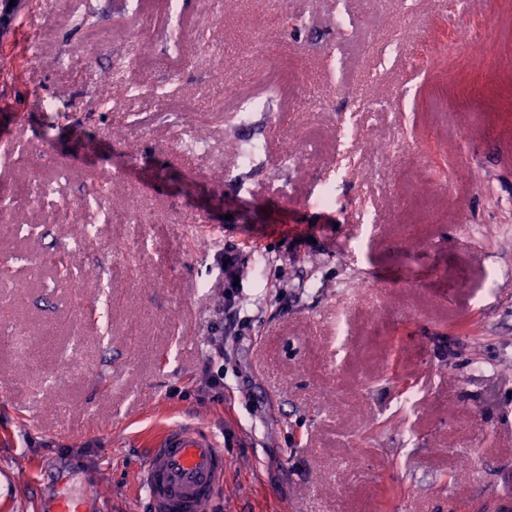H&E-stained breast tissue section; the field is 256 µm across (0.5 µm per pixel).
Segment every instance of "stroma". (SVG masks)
Segmentation results:
<instances>
[{"label":"stroma","mask_w":512,"mask_h":512,"mask_svg":"<svg viewBox=\"0 0 512 512\" xmlns=\"http://www.w3.org/2000/svg\"><path fill=\"white\" fill-rule=\"evenodd\" d=\"M37 7L33 45L20 21L0 37V184L22 200L0 224L40 227L0 236V512L73 492L86 512H148L138 444L177 423L224 444L216 512H487L512 494V0H182L176 18L167 0ZM403 18L437 60L406 49L372 77L364 42L384 45ZM463 21L471 37L448 51ZM258 34L275 61L264 73L244 52ZM119 62L135 89L125 117L102 106ZM336 68L365 104L337 94ZM269 84L272 111L226 126L224 110ZM352 114L372 150L323 208L313 198ZM248 140L268 151L243 170ZM90 197L136 204L88 240ZM194 223L242 249L233 310ZM74 250L78 284L38 263ZM219 324L239 328L220 360ZM210 370L223 387L206 386ZM405 386L419 396L403 419Z\"/></svg>","instance_id":"1"}]
</instances>
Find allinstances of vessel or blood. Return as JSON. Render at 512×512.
I'll list each match as a JSON object with an SVG mask.
<instances>
[{
    "mask_svg": "<svg viewBox=\"0 0 512 512\" xmlns=\"http://www.w3.org/2000/svg\"><path fill=\"white\" fill-rule=\"evenodd\" d=\"M225 465L214 434L195 424L167 426L148 440L137 484L150 512H211Z\"/></svg>",
    "mask_w": 512,
    "mask_h": 512,
    "instance_id": "1",
    "label": "vessel or blood"
}]
</instances>
